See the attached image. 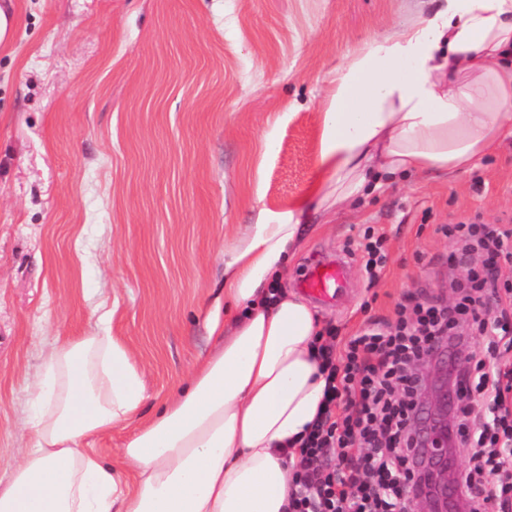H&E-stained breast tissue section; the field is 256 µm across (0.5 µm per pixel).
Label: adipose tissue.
Instances as JSON below:
<instances>
[{
  "instance_id": "1",
  "label": "adipose tissue",
  "mask_w": 512,
  "mask_h": 512,
  "mask_svg": "<svg viewBox=\"0 0 512 512\" xmlns=\"http://www.w3.org/2000/svg\"><path fill=\"white\" fill-rule=\"evenodd\" d=\"M331 84L311 190L325 219L381 177L472 170L512 141V0H424L416 22L364 40ZM304 211L260 209L225 250L224 295L207 315L217 348L121 448L129 476L93 449L145 400L129 350L106 317L54 342L26 405L30 446L0 467V512H288L326 387L323 327L283 285Z\"/></svg>"
}]
</instances>
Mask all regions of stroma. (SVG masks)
Masks as SVG:
<instances>
[{
    "label": "stroma",
    "instance_id": "obj_1",
    "mask_svg": "<svg viewBox=\"0 0 512 512\" xmlns=\"http://www.w3.org/2000/svg\"><path fill=\"white\" fill-rule=\"evenodd\" d=\"M0 42V460L25 452L28 387L54 340L112 313L152 416L214 349L224 250L259 209L305 199L330 73L418 0H13ZM273 146H266V134ZM512 222V143L467 172L417 174L343 204L288 265L352 262L323 327L348 337L407 298L452 301L442 224ZM387 237L367 285L355 245Z\"/></svg>",
    "mask_w": 512,
    "mask_h": 512
}]
</instances>
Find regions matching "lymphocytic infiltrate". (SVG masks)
<instances>
[{"label":"lymphocytic infiltrate","instance_id":"obj_1","mask_svg":"<svg viewBox=\"0 0 512 512\" xmlns=\"http://www.w3.org/2000/svg\"><path fill=\"white\" fill-rule=\"evenodd\" d=\"M440 231L466 244L449 256L466 270L454 301L398 305L394 321L341 345L327 330L319 346L325 401L293 468L291 512H414L403 484L413 368L443 338L449 350L468 351L455 370L453 433L473 454L457 492L470 512H512V226L462 222ZM474 334L482 345L471 350Z\"/></svg>","mask_w":512,"mask_h":512}]
</instances>
